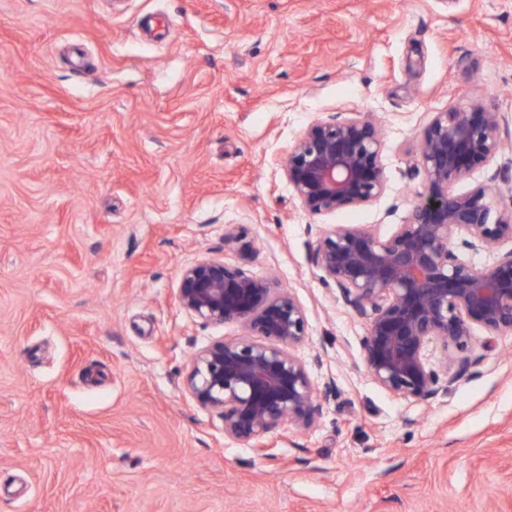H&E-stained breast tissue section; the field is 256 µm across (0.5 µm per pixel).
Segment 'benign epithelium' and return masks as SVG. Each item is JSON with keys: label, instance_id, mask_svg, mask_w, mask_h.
<instances>
[{"label": "benign epithelium", "instance_id": "benign-epithelium-1", "mask_svg": "<svg viewBox=\"0 0 512 512\" xmlns=\"http://www.w3.org/2000/svg\"><path fill=\"white\" fill-rule=\"evenodd\" d=\"M501 116L479 101L437 112L421 134L423 180L403 224L386 236L341 225L310 247L309 259L366 319L362 360L387 392L435 398L462 377L469 358L451 359L441 377L425 357L431 341L443 355L468 349L469 328L512 334V204L495 210L491 183L512 178L503 167L464 193L455 186L501 150ZM282 169L303 209L312 214L366 205L387 189L378 122L369 113H338L311 125L288 148ZM493 251L476 265L467 252ZM178 303L213 325L236 321L243 333L195 351L186 393L218 413L224 437L251 442L271 457L267 435L290 423L311 427L320 415L305 362L292 353L307 336L296 296L245 264L224 258L184 267Z\"/></svg>", "mask_w": 512, "mask_h": 512}]
</instances>
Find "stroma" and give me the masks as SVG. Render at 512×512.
<instances>
[{
    "label": "stroma",
    "instance_id": "stroma-1",
    "mask_svg": "<svg viewBox=\"0 0 512 512\" xmlns=\"http://www.w3.org/2000/svg\"><path fill=\"white\" fill-rule=\"evenodd\" d=\"M474 100L504 147L460 192L512 165V0H0V512H512V334L471 326L447 394L392 395L309 261L334 227L404 223L424 127ZM339 112L381 124L387 190L313 215L280 161ZM228 224L336 383L271 459L182 387L242 332L177 299Z\"/></svg>",
    "mask_w": 512,
    "mask_h": 512
}]
</instances>
